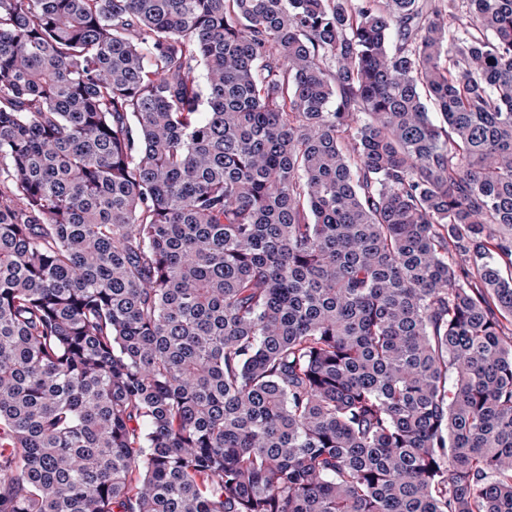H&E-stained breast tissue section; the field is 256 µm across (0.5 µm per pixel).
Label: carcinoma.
Returning <instances> with one entry per match:
<instances>
[{
	"label": "carcinoma",
	"instance_id": "1",
	"mask_svg": "<svg viewBox=\"0 0 512 512\" xmlns=\"http://www.w3.org/2000/svg\"><path fill=\"white\" fill-rule=\"evenodd\" d=\"M0 512H512V0H0Z\"/></svg>",
	"mask_w": 512,
	"mask_h": 512
}]
</instances>
